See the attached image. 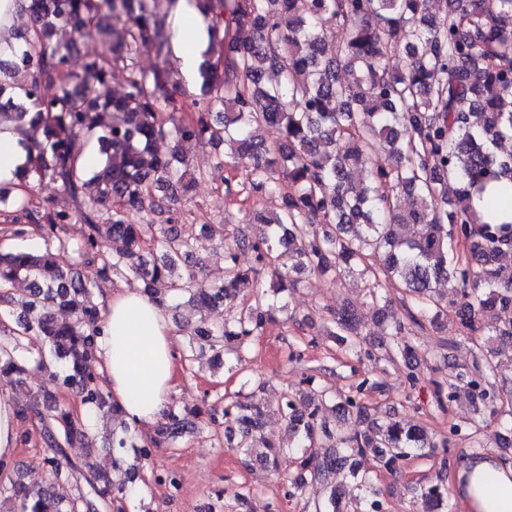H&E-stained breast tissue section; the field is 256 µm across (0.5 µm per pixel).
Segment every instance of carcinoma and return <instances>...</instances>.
Returning <instances> with one entry per match:
<instances>
[{
  "instance_id": "cac0c4a2",
  "label": "carcinoma",
  "mask_w": 512,
  "mask_h": 512,
  "mask_svg": "<svg viewBox=\"0 0 512 512\" xmlns=\"http://www.w3.org/2000/svg\"><path fill=\"white\" fill-rule=\"evenodd\" d=\"M26 2L30 25L0 49V124L24 136L25 162L14 172L23 193L0 185V206L29 219L11 236L35 232L44 246L0 250V386L22 384L33 370L45 374L19 415L49 448L48 485L34 491L14 464L0 461L6 512H124L129 485L152 448L194 429L172 403L145 443L110 401L95 348L102 322L96 278L109 274L167 308L184 295L199 305L204 315L183 328L180 356L190 366L205 346L217 360L231 351L241 363L274 313L287 310L282 294L303 277L335 283L357 275L366 307L389 337L380 360L404 364L409 381L417 380L419 356L405 321L451 324L470 341L472 363L455 368L453 380L434 382L435 395L442 408L462 396L475 404L478 418L467 437L470 447H484L477 434L486 416L498 413L497 379L504 365L512 367V320L499 317L512 309V265L501 262L512 254V221L494 223L496 207L483 213L473 199L493 182L512 181V153L500 151L512 141V0H441L440 11L432 10L433 0H187L210 32L191 86L164 64L140 66L146 51L170 56V24L158 0ZM121 16L119 30L103 23ZM335 29L347 36L326 57L323 46ZM86 40L102 49L77 71L71 58ZM395 54L406 58L404 69L390 67ZM115 69L126 73L124 92L104 98L96 87ZM186 98L193 109L184 118L179 100ZM265 127L278 134L270 145ZM166 139L224 145L215 168L247 160L242 191L280 201L253 211L262 225L257 239L231 240L222 224L180 223L166 203L205 170L190 167L175 148L160 153L156 143ZM380 152L388 165L376 163ZM45 181L63 201L32 210L34 183ZM128 207L168 216L162 224H129ZM75 219L84 224L76 245L63 235ZM197 227L224 246L219 283L188 264ZM103 238L121 246L107 256L99 250ZM242 247L272 266L271 285L239 265ZM19 280L28 292L17 299L7 286ZM389 282L402 289L398 308ZM241 295L249 304L224 317ZM58 310L68 317L58 319ZM327 321L328 336L345 352L372 357L356 310L338 309ZM368 388L376 384L365 379L345 394L299 389L277 405L288 440L259 461L291 497L310 480L327 486L315 512H348L353 501L359 512H385L375 470L395 472L404 459L446 454L462 432L454 424L439 442L400 419L353 426L352 415L367 409ZM67 395L115 423L108 441L113 469L124 479L87 460H67L66 449L90 447L95 437ZM262 419L258 406L241 400L209 411L210 423L237 437L248 458ZM294 450L296 469L281 471L279 455ZM443 468L435 481L414 487L416 512H452L448 461ZM339 472L343 485L336 484Z\"/></svg>"
}]
</instances>
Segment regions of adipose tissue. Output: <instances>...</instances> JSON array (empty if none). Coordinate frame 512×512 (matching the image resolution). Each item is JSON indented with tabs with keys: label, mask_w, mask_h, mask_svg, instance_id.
<instances>
[{
	"label": "adipose tissue",
	"mask_w": 512,
	"mask_h": 512,
	"mask_svg": "<svg viewBox=\"0 0 512 512\" xmlns=\"http://www.w3.org/2000/svg\"><path fill=\"white\" fill-rule=\"evenodd\" d=\"M192 27L181 28L171 41L184 78H192L200 52L208 45L204 25L193 10L182 9ZM104 322L96 341L99 371L113 404L129 423L150 434L173 392L178 333L162 305L141 289L117 283L101 299ZM18 398L0 387V460L11 462L22 431ZM459 512H512V461L490 454H468L452 464Z\"/></svg>",
	"instance_id": "1"
}]
</instances>
